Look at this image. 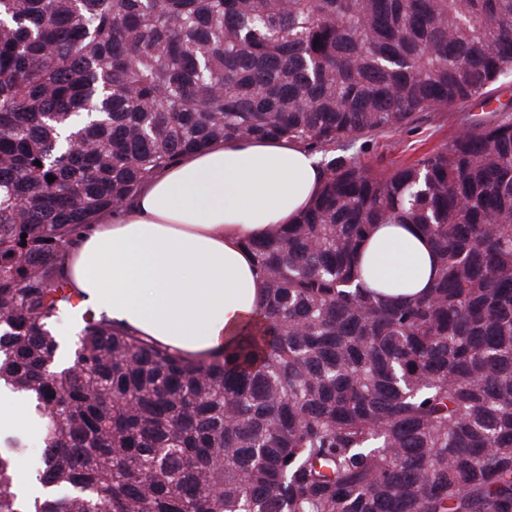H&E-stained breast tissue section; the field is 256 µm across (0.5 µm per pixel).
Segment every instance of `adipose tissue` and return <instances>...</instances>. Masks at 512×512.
I'll return each instance as SVG.
<instances>
[{"mask_svg": "<svg viewBox=\"0 0 512 512\" xmlns=\"http://www.w3.org/2000/svg\"><path fill=\"white\" fill-rule=\"evenodd\" d=\"M322 179L318 156L293 142L212 143L82 227L64 278L117 329L191 361L223 354L260 319L265 289L245 241L293 222ZM357 261L373 290L398 299L426 293L436 274L430 243L411 225H379Z\"/></svg>", "mask_w": 512, "mask_h": 512, "instance_id": "adipose-tissue-1", "label": "adipose tissue"}]
</instances>
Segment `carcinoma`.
<instances>
[{
    "label": "carcinoma",
    "mask_w": 512,
    "mask_h": 512,
    "mask_svg": "<svg viewBox=\"0 0 512 512\" xmlns=\"http://www.w3.org/2000/svg\"><path fill=\"white\" fill-rule=\"evenodd\" d=\"M510 74L512 0H0V384L42 443L27 508L0 433V512H512V119L388 173L351 152ZM255 138L324 174L245 242L259 325L200 361L104 316L63 341L81 226ZM377 224L430 240L427 294L367 285Z\"/></svg>",
    "instance_id": "carcinoma-1"
}]
</instances>
